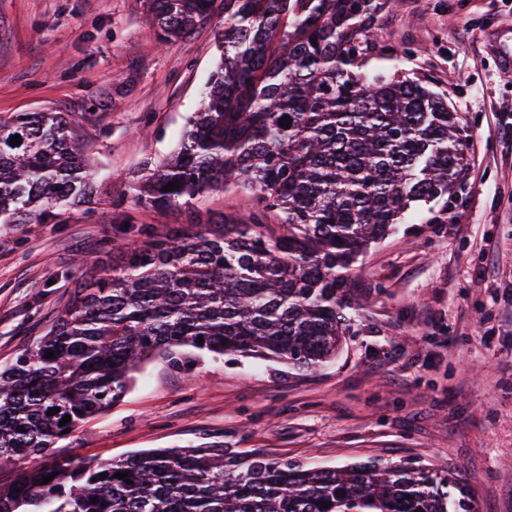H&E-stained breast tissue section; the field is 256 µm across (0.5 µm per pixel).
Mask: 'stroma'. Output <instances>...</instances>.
Wrapping results in <instances>:
<instances>
[{"label":"stroma","instance_id":"35a3bbf8","mask_svg":"<svg viewBox=\"0 0 512 512\" xmlns=\"http://www.w3.org/2000/svg\"><path fill=\"white\" fill-rule=\"evenodd\" d=\"M223 27L215 16L160 45L147 0H0V116L68 113L96 160L90 202L62 206L55 224H0V365L34 347L79 283L119 263L118 214L165 236L257 213L234 187L198 200L192 218L131 204L132 177L176 150L199 108ZM372 30L368 71L447 94L468 135L447 223L413 207L358 257L332 362L147 363L55 459L218 445L311 466L375 460L460 471L476 512H512V0H402Z\"/></svg>","mask_w":512,"mask_h":512}]
</instances>
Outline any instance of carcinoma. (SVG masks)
<instances>
[{
	"label": "carcinoma",
	"mask_w": 512,
	"mask_h": 512,
	"mask_svg": "<svg viewBox=\"0 0 512 512\" xmlns=\"http://www.w3.org/2000/svg\"><path fill=\"white\" fill-rule=\"evenodd\" d=\"M390 2L149 0L161 43L217 14L224 31L203 104L180 147L138 181L134 204L188 206L234 185L255 192L260 214L130 238L119 270L79 284L45 336L0 368V466L49 456L62 431L110 407L155 358L178 367L192 351L253 355L299 370L336 358L349 267L411 204L450 194L467 161L468 136L443 95L366 70L367 29ZM70 126L53 111L0 120V224H48L54 208L92 193V162ZM172 181L179 188L163 191ZM268 212L278 229L260 223ZM472 509L450 473L372 461L306 468L209 446L34 463L0 483V512Z\"/></svg>",
	"instance_id": "cac0c4a2"
}]
</instances>
